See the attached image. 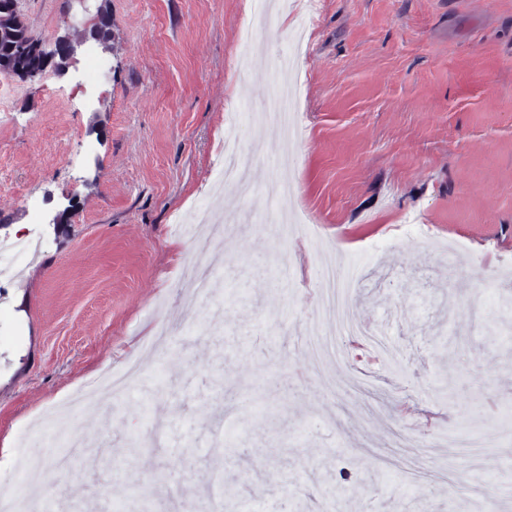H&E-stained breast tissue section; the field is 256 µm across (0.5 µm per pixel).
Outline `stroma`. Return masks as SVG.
I'll return each mask as SVG.
<instances>
[{
  "label": "stroma",
  "instance_id": "stroma-1",
  "mask_svg": "<svg viewBox=\"0 0 512 512\" xmlns=\"http://www.w3.org/2000/svg\"><path fill=\"white\" fill-rule=\"evenodd\" d=\"M81 26L65 0H20L30 34L79 46L17 81L0 113V236L47 241L29 279L0 283V478L61 503L118 512L181 481L217 477L227 512H333L321 474L347 472L356 512H488L512 502V0H304L276 25L250 0H98ZM252 29L260 55L240 42ZM107 35L110 51L97 45ZM292 61L303 133L260 123L268 84ZM254 193L216 236L223 278L185 307L169 243L201 207L214 223L225 132ZM292 180L296 200L269 188ZM306 222L283 240L280 206ZM62 224H54L55 214ZM361 273L348 309L390 354L362 371L314 356L320 247ZM138 359L141 406L79 414L118 449L111 470H15L19 439L103 369ZM490 437L479 462L452 437ZM139 440L140 456L122 450ZM108 482L112 497L94 488Z\"/></svg>",
  "mask_w": 512,
  "mask_h": 512
}]
</instances>
